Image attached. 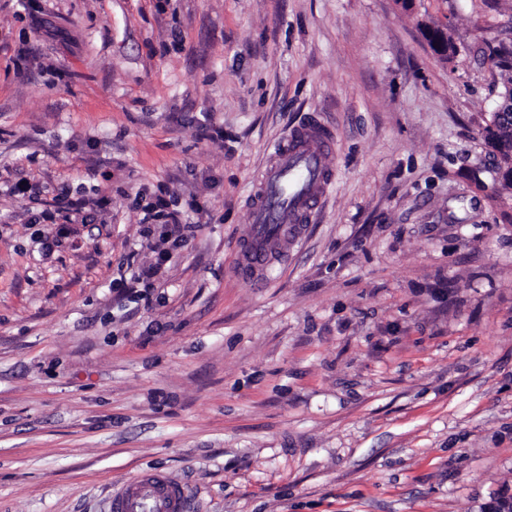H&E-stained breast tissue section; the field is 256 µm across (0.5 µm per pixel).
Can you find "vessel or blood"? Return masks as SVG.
Wrapping results in <instances>:
<instances>
[{"mask_svg": "<svg viewBox=\"0 0 512 512\" xmlns=\"http://www.w3.org/2000/svg\"><path fill=\"white\" fill-rule=\"evenodd\" d=\"M333 141L327 126L309 121L275 145L250 201V236L237 247L240 275L261 280L284 247L302 236L334 181L325 164ZM146 504L154 512H186L187 489L164 472L144 470L112 492L108 512H141Z\"/></svg>", "mask_w": 512, "mask_h": 512, "instance_id": "1", "label": "vessel or blood"}]
</instances>
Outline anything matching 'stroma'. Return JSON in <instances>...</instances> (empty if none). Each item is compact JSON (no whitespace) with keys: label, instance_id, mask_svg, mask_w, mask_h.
Instances as JSON below:
<instances>
[{"label":"stroma","instance_id":"1","mask_svg":"<svg viewBox=\"0 0 512 512\" xmlns=\"http://www.w3.org/2000/svg\"><path fill=\"white\" fill-rule=\"evenodd\" d=\"M510 38L512 0H0V512L143 469L187 512L512 502ZM313 115L335 183L254 284L249 194Z\"/></svg>","mask_w":512,"mask_h":512}]
</instances>
